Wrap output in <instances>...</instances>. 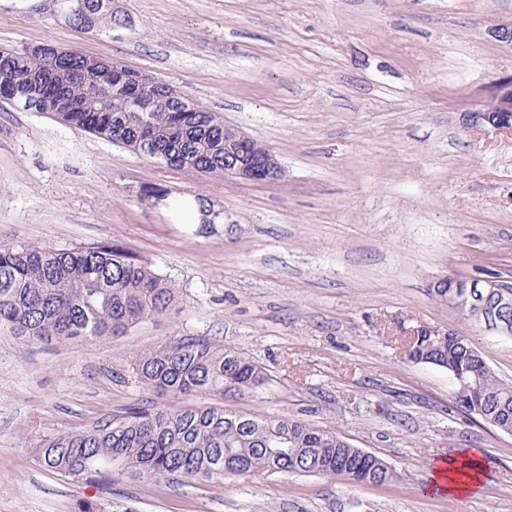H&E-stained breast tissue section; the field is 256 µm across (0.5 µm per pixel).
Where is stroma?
I'll return each instance as SVG.
<instances>
[{
    "label": "stroma",
    "instance_id": "1",
    "mask_svg": "<svg viewBox=\"0 0 512 512\" xmlns=\"http://www.w3.org/2000/svg\"><path fill=\"white\" fill-rule=\"evenodd\" d=\"M123 22L80 28L0 0V46L107 56L169 83L266 144L284 181L173 170L0 102V249L118 241L175 285L168 310L118 337L24 345L0 326V512H512V435L466 415L446 370L415 364L413 329L473 337L512 382V337L430 290L442 278L512 281V136L475 127L512 75V0H112ZM203 198L202 226L141 189ZM217 339L264 367L242 399L160 394L131 353ZM293 415L382 457L391 484L320 476L115 480L40 467L36 436L137 403ZM480 449L478 491H426L441 455Z\"/></svg>",
    "mask_w": 512,
    "mask_h": 512
}]
</instances>
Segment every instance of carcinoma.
<instances>
[{"instance_id": "carcinoma-1", "label": "carcinoma", "mask_w": 512, "mask_h": 512, "mask_svg": "<svg viewBox=\"0 0 512 512\" xmlns=\"http://www.w3.org/2000/svg\"><path fill=\"white\" fill-rule=\"evenodd\" d=\"M101 0H60L77 6L67 22L118 24ZM28 89L38 111L62 124L141 153L168 167L224 176V122L197 112L191 122L163 107L112 123L128 98L163 103L180 98L166 83L136 87L126 73L91 72L88 58L29 54L0 47V81ZM175 288L120 242L74 250L28 244L0 249V325L24 344L121 336L172 305ZM408 359L444 366L458 385L459 407L499 431L512 429V383L491 371L472 337L451 332L423 339ZM144 385L161 394L216 393L243 398L268 374L242 353L218 342L180 336L131 357ZM38 464L104 490L123 475L139 482L160 478L209 479L258 471L333 477L340 465L358 466L372 483L399 478L383 459L354 447L336 431L294 416L268 417L215 406L134 404L77 430H56L33 442Z\"/></svg>"}]
</instances>
